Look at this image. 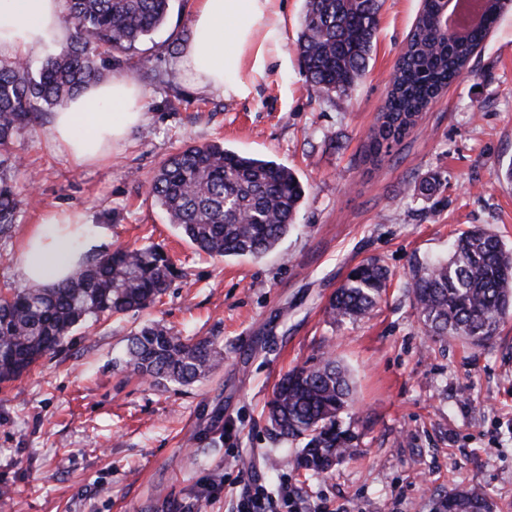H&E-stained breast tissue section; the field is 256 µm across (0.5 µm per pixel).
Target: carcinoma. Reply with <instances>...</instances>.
I'll return each mask as SVG.
<instances>
[{"mask_svg":"<svg viewBox=\"0 0 512 512\" xmlns=\"http://www.w3.org/2000/svg\"><path fill=\"white\" fill-rule=\"evenodd\" d=\"M381 0H305L297 51L317 97L345 96L368 68ZM440 0L422 7L398 57L381 124L371 138L378 156L400 142L420 114L461 78L512 0H483L481 23L444 27ZM170 0H64L72 29L66 45L34 72L21 59H0V235L15 224L22 199L13 180L20 161L15 135L44 108H62L89 85L122 71L133 76L151 60L118 58L164 25ZM307 186L282 163L240 154L220 143L185 144L163 160L150 193L171 224L198 250L215 257L258 259L276 249L294 225ZM175 272L153 245L119 247L87 260L54 288L31 285L0 293V383L15 380L42 356L63 349L73 330L105 316L160 301ZM388 270L375 260L357 265L326 305L337 321L368 314L387 288ZM426 335L446 344L483 346L512 313V251L494 233L473 227L457 236L448 258L412 271L406 283ZM125 367L163 386H188L220 366L216 343L185 339L151 322L131 335ZM352 402L348 368L323 354L283 375L268 403L271 435L299 448L288 465L320 477L354 452L355 436L340 414ZM446 512H494L481 488H452Z\"/></svg>","mask_w":512,"mask_h":512,"instance_id":"obj_1","label":"carcinoma"}]
</instances>
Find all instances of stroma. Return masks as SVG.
Returning <instances> with one entry per match:
<instances>
[{
  "mask_svg": "<svg viewBox=\"0 0 512 512\" xmlns=\"http://www.w3.org/2000/svg\"><path fill=\"white\" fill-rule=\"evenodd\" d=\"M195 0H173L139 47L144 121L104 164L74 166L50 140L51 112L16 135L23 205L0 235V289L19 288L12 254L46 208L109 228L105 250L153 243L177 273L160 303L78 329L64 349L0 384V512H151L156 499L236 512L245 482L272 512H432L459 485L512 512V315L473 348L427 336L405 288L413 268L447 257L478 226L512 248V12L469 74L423 112L390 153L366 156L421 0H383L368 69L349 95L320 98L296 51L304 0H286L282 58L249 97L224 101L179 78L167 47L189 38ZM223 143L292 168L308 186L296 228L259 259L210 257L168 224L149 179L186 142ZM434 183V193L422 191ZM391 284L355 322L328 318L329 297L362 261ZM156 320L213 338L223 366L189 387H161L117 365L127 339ZM333 351L351 371L343 413L354 456L322 478L289 468L266 404L289 370Z\"/></svg>",
  "mask_w": 512,
  "mask_h": 512,
  "instance_id": "stroma-1",
  "label": "stroma"
}]
</instances>
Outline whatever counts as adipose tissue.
Instances as JSON below:
<instances>
[{"label":"adipose tissue","mask_w":512,"mask_h":512,"mask_svg":"<svg viewBox=\"0 0 512 512\" xmlns=\"http://www.w3.org/2000/svg\"><path fill=\"white\" fill-rule=\"evenodd\" d=\"M283 0H199L192 35L182 41L175 70L202 93L248 97L257 77L279 57ZM70 38L63 0H0V58H23ZM143 94L124 78L93 85L55 112L51 138L76 166L110 160L129 129L142 121ZM110 236L76 209L45 210L29 225L13 271L22 284L51 288L73 276Z\"/></svg>","instance_id":"obj_1"}]
</instances>
